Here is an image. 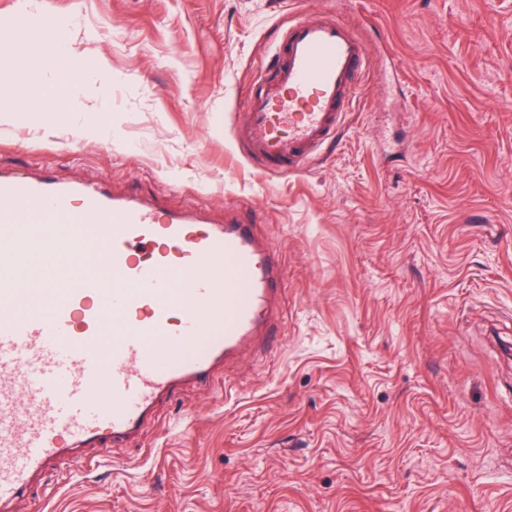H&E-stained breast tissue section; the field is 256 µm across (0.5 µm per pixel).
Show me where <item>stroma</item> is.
<instances>
[{
    "instance_id": "obj_1",
    "label": "stroma",
    "mask_w": 512,
    "mask_h": 512,
    "mask_svg": "<svg viewBox=\"0 0 512 512\" xmlns=\"http://www.w3.org/2000/svg\"><path fill=\"white\" fill-rule=\"evenodd\" d=\"M66 19L110 77L0 107V170L171 211L246 212L285 271L279 342L163 404L130 444L48 466L13 512H512V0H0ZM368 46L335 140L295 173L236 125L289 22ZM24 84L62 75L27 49Z\"/></svg>"
}]
</instances>
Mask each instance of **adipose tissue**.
<instances>
[{
  "label": "adipose tissue",
  "instance_id": "1",
  "mask_svg": "<svg viewBox=\"0 0 512 512\" xmlns=\"http://www.w3.org/2000/svg\"><path fill=\"white\" fill-rule=\"evenodd\" d=\"M55 52L54 63L56 67L67 75L66 83L60 85H25L17 83L12 72L0 68V101L14 105H24L33 97L42 99L46 104L49 123L60 122L71 110L69 91L73 82H76L90 69V61L77 57L70 51L65 38H58L53 42Z\"/></svg>",
  "mask_w": 512,
  "mask_h": 512
}]
</instances>
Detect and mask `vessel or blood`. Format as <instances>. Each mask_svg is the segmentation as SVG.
<instances>
[{"mask_svg": "<svg viewBox=\"0 0 512 512\" xmlns=\"http://www.w3.org/2000/svg\"><path fill=\"white\" fill-rule=\"evenodd\" d=\"M53 14L0 27L59 33ZM368 48L331 16H300L240 136L264 171L296 172L333 139ZM81 265L61 275L59 253ZM32 278L19 274L32 254ZM284 270L254 225L229 212L162 211L142 198L43 174L0 172V512L51 462L137 436L156 406L218 365L274 346Z\"/></svg>", "mask_w": 512, "mask_h": 512, "instance_id": "b4317fda", "label": "vessel or blood"}]
</instances>
